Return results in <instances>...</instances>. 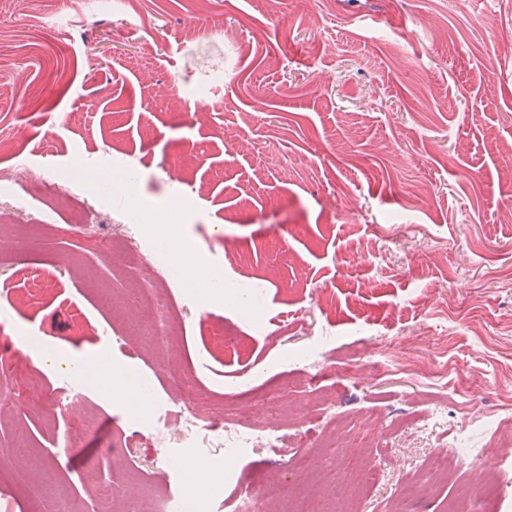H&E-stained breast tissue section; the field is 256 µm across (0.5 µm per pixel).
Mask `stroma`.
<instances>
[{
    "instance_id": "1",
    "label": "stroma",
    "mask_w": 512,
    "mask_h": 512,
    "mask_svg": "<svg viewBox=\"0 0 512 512\" xmlns=\"http://www.w3.org/2000/svg\"><path fill=\"white\" fill-rule=\"evenodd\" d=\"M201 84L192 123L178 104ZM0 139V168L43 178L33 199L0 185V352L26 338L42 357L0 365V512L169 497L178 376L205 400L215 468L225 400L265 401L278 437L204 488L211 512L242 485L290 487L341 419L347 446L324 467L357 485L359 512H444L471 481L408 485L512 400V0H0ZM78 161L123 170L224 272L220 304L171 284L167 348L108 301L171 258L147 221L128 234L122 186L83 196L88 224L56 205ZM112 252L148 264L116 276ZM97 354L148 412L76 374Z\"/></svg>"
}]
</instances>
